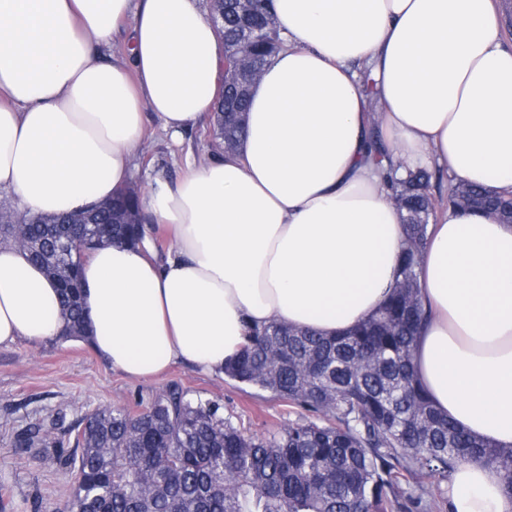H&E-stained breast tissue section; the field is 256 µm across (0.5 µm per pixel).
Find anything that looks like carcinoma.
<instances>
[{
    "instance_id": "cac0c4a2",
    "label": "carcinoma",
    "mask_w": 512,
    "mask_h": 512,
    "mask_svg": "<svg viewBox=\"0 0 512 512\" xmlns=\"http://www.w3.org/2000/svg\"><path fill=\"white\" fill-rule=\"evenodd\" d=\"M268 0L244 11L230 0L224 45L251 26L270 31L253 44L252 65L264 68L281 49ZM249 96L228 90L229 111L218 113L214 135L234 143ZM433 173L408 167L388 189L407 209L405 241L392 294L367 321L337 336L273 321L250 329L224 375L271 392L307 412L268 436H248L220 413L214 400L168 387L137 409L95 411L73 428L67 464L76 470L62 512H433L431 488L474 459L504 473L512 496V446L471 436L431 404L415 377L413 345L425 312L418 277L436 200ZM512 200L451 184L448 205L511 212ZM138 199L112 196L107 223L87 226L91 246L136 244L141 226L127 223ZM0 243L15 240L55 280L62 337L88 340L82 305L79 247L64 216L0 210ZM56 420L29 428L23 448L51 444Z\"/></svg>"
}]
</instances>
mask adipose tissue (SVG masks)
Listing matches in <instances>:
<instances>
[{
  "label": "adipose tissue",
  "mask_w": 512,
  "mask_h": 512,
  "mask_svg": "<svg viewBox=\"0 0 512 512\" xmlns=\"http://www.w3.org/2000/svg\"><path fill=\"white\" fill-rule=\"evenodd\" d=\"M283 48L231 154L156 176L140 200L174 238L99 248L82 267L90 345L148 379L224 369L248 329L334 336L371 317L404 231L390 165L512 193V48L493 0H273ZM124 37L123 51L102 48ZM224 45L201 0H0V191L73 213L128 185L146 120L177 138L217 102ZM374 80L366 95L361 70ZM379 130L389 162L368 158ZM416 376L443 415L512 446V225L440 206L420 274ZM58 290L0 243V346L61 336ZM504 475L458 466L448 512H512Z\"/></svg>",
  "instance_id": "adipose-tissue-1"
}]
</instances>
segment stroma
Here are the masks:
<instances>
[{"label": "stroma", "instance_id": "35a3bbf8", "mask_svg": "<svg viewBox=\"0 0 512 512\" xmlns=\"http://www.w3.org/2000/svg\"><path fill=\"white\" fill-rule=\"evenodd\" d=\"M146 135L147 147L132 176L143 187L159 173L178 179L187 160L203 162L212 154L214 131L209 122L184 132L176 142L152 122ZM172 384L190 397L217 401L225 417L253 436L279 430L300 414L267 391L184 363L141 381L111 370L88 343L77 340L0 347V512H55L62 507L76 477L66 462L71 425L98 409L135 407ZM51 419L59 422L52 447H17L18 434Z\"/></svg>", "mask_w": 512, "mask_h": 512}]
</instances>
